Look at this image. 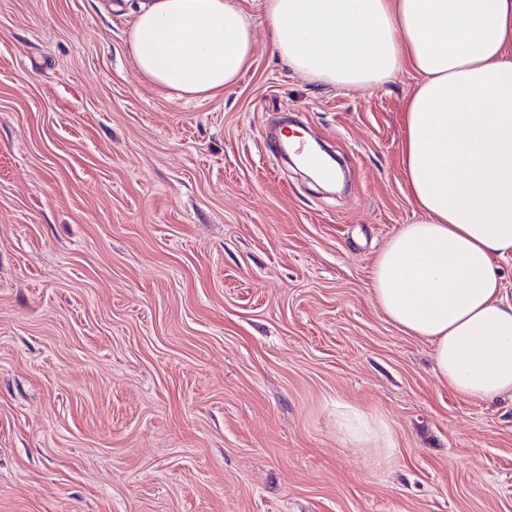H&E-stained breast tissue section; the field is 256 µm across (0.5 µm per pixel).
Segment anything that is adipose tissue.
<instances>
[{
	"label": "adipose tissue",
	"mask_w": 512,
	"mask_h": 512,
	"mask_svg": "<svg viewBox=\"0 0 512 512\" xmlns=\"http://www.w3.org/2000/svg\"><path fill=\"white\" fill-rule=\"evenodd\" d=\"M136 0L127 54L166 95L213 98L252 61L255 22L296 72L369 88L413 72L402 165L419 213L386 243L371 293L404 334L428 340L440 379L468 400L512 393V0ZM369 445L382 421L337 408Z\"/></svg>",
	"instance_id": "adipose-tissue-1"
}]
</instances>
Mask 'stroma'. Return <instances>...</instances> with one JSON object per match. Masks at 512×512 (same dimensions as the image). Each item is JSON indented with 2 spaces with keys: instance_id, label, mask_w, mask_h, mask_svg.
Wrapping results in <instances>:
<instances>
[{
  "instance_id": "35a3bbf8",
  "label": "stroma",
  "mask_w": 512,
  "mask_h": 512,
  "mask_svg": "<svg viewBox=\"0 0 512 512\" xmlns=\"http://www.w3.org/2000/svg\"><path fill=\"white\" fill-rule=\"evenodd\" d=\"M112 5L0 0V512H512V397L458 396L369 291L416 76L323 86L259 24L222 97L172 99ZM336 422L344 435L363 445L378 442L389 434L388 427L382 421L346 405H337Z\"/></svg>"
}]
</instances>
